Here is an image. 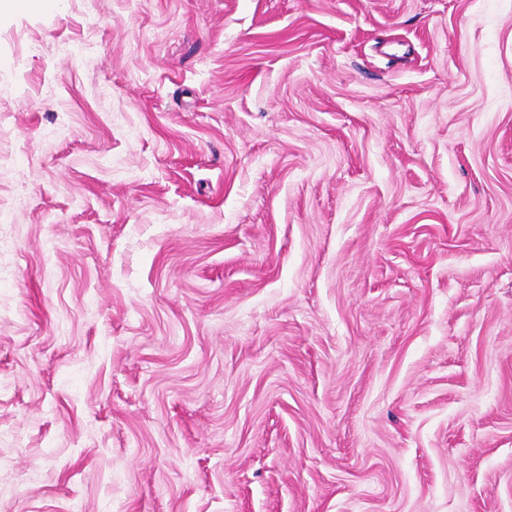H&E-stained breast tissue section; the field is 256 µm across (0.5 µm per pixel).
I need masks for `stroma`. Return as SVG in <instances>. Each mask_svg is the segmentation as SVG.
I'll use <instances>...</instances> for the list:
<instances>
[{
  "label": "stroma",
  "mask_w": 512,
  "mask_h": 512,
  "mask_svg": "<svg viewBox=\"0 0 512 512\" xmlns=\"http://www.w3.org/2000/svg\"><path fill=\"white\" fill-rule=\"evenodd\" d=\"M0 512H512V0L1 12Z\"/></svg>",
  "instance_id": "1"
}]
</instances>
